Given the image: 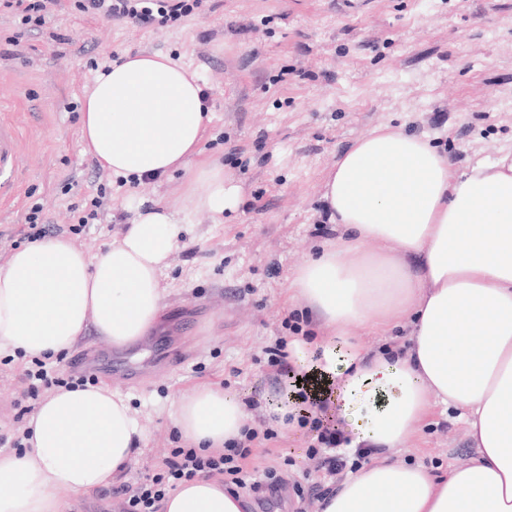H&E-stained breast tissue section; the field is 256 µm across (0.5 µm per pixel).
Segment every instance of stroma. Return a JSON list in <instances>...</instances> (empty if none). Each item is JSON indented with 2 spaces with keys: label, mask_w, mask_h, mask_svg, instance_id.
Here are the masks:
<instances>
[{
  "label": "stroma",
  "mask_w": 512,
  "mask_h": 512,
  "mask_svg": "<svg viewBox=\"0 0 512 512\" xmlns=\"http://www.w3.org/2000/svg\"><path fill=\"white\" fill-rule=\"evenodd\" d=\"M51 0L39 27L0 8V114L20 128L23 183L0 206V265L27 243L40 206L46 235L94 254L131 223L133 200L183 205L189 176L139 183L82 151L81 107L95 77L127 53L163 54L197 74L211 120L199 161H219L236 207L190 227L160 278L163 317L135 345L141 364L110 387L130 397L143 440L113 486L157 473L189 447L173 423L181 398L208 386L236 395L257 438L249 470L276 469L266 512H316L335 484L312 418L271 422L283 396L269 351L319 324L288 299L296 266L336 237L322 193L339 150L383 126L427 136L461 170L512 151V0H203L180 23L144 30ZM100 200L92 208V200ZM96 210L89 223L78 214ZM35 358L0 355V437L16 440L50 386L30 388ZM457 411L435 407L397 460L447 469L469 458Z\"/></svg>",
  "instance_id": "1"
}]
</instances>
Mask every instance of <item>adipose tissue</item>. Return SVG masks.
<instances>
[{
    "label": "adipose tissue",
    "instance_id": "1",
    "mask_svg": "<svg viewBox=\"0 0 512 512\" xmlns=\"http://www.w3.org/2000/svg\"><path fill=\"white\" fill-rule=\"evenodd\" d=\"M209 115L194 75L161 54H126L87 91L83 151L140 181L183 169L187 213L224 221L236 190L220 164L193 165ZM336 240L288 281L330 334L297 347L295 367L333 387L352 448L391 449L416 435L432 405L459 409L472 457L437 475L388 459L363 465L319 512H512V152L455 171L423 135L381 127L336 155L324 185ZM184 224L161 202L91 255L64 237L31 241L0 266V354L50 357L87 329L116 347L163 311L160 276ZM412 324L407 350L371 352L353 326ZM245 406L210 387L181 399L174 423L200 448L238 439ZM27 449L0 453V512H66L71 496L108 486L143 434L128 398L109 387L61 389L27 424ZM245 493L198 478L162 512H253Z\"/></svg>",
    "mask_w": 512,
    "mask_h": 512
}]
</instances>
